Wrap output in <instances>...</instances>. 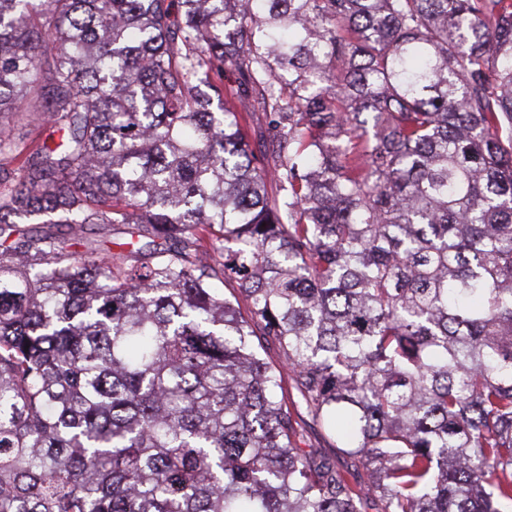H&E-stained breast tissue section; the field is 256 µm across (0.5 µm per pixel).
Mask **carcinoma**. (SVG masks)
Segmentation results:
<instances>
[{
    "label": "carcinoma",
    "instance_id": "obj_1",
    "mask_svg": "<svg viewBox=\"0 0 512 512\" xmlns=\"http://www.w3.org/2000/svg\"><path fill=\"white\" fill-rule=\"evenodd\" d=\"M4 155L0 512L512 509V0H0ZM13 134L21 145L29 144L31 140L40 141L48 140V142L59 141V133L55 128L47 124H39L35 120L33 113L19 112L13 118L12 123ZM248 129V142L251 151L259 158L269 159L271 153L270 138L264 123L262 112H256ZM127 231L131 230L123 225L98 224L87 227L84 237L97 242L101 248L110 249L112 253H117L120 248L113 245L112 242H125L130 239ZM301 422L304 427V439L300 444L301 448H314L320 455L332 459L340 464H346L350 460L344 455L341 448H336L335 439L330 438L319 427L310 423L306 414H302Z\"/></svg>",
    "mask_w": 512,
    "mask_h": 512
}]
</instances>
